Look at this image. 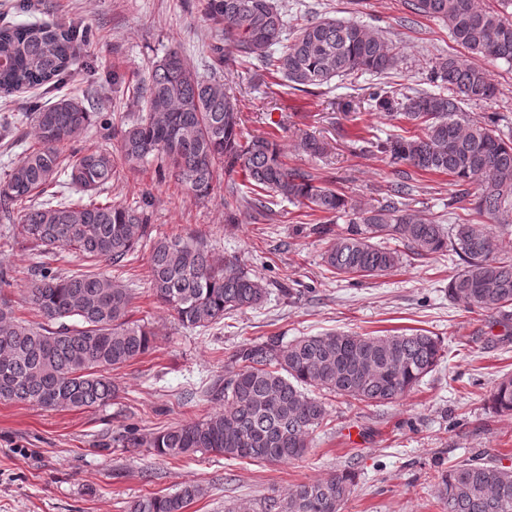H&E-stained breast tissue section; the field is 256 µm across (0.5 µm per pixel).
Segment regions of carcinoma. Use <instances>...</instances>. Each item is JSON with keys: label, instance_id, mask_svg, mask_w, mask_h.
Segmentation results:
<instances>
[{"label": "carcinoma", "instance_id": "1", "mask_svg": "<svg viewBox=\"0 0 512 512\" xmlns=\"http://www.w3.org/2000/svg\"><path fill=\"white\" fill-rule=\"evenodd\" d=\"M410 16L433 20L469 55L438 58L426 76L430 89H398L381 77L398 65L396 47L384 31L327 14L287 15L275 0H203L205 15L220 33L209 47L206 73L192 69L177 50L152 64L136 89L142 112L119 126L101 116L117 147L73 151L92 123L86 100L59 96L32 101L29 114L36 147L0 182V220L17 222L21 238L43 260L30 270L22 301L42 322L16 315L1 291L12 270L0 266V400L28 402L52 410L104 406L116 396L110 372L148 354L156 333L130 318L134 289L100 268L122 267L151 239L147 203L121 204L96 197L125 171L156 163L166 181L196 200L208 198L226 179L224 221L234 224L245 207L260 216L287 201L318 217L322 234L345 219L322 254L326 269L348 279L379 277L401 267L400 242L409 254L428 258L449 252L461 268L448 282V298L477 315L512 321V237L494 235L483 224L460 219L448 227L409 203L415 174L451 177L450 204L466 202L480 216L512 223V130L492 113L473 118L464 106L489 102L497 86L475 58L512 69V0H405ZM88 30L67 31L39 20L0 27V94L27 89L48 93L78 60ZM256 62L293 90L313 93L331 83L369 74L370 109L406 125L407 135L367 142L384 155L397 181L380 205H363L312 171L288 164L275 136H243L242 113L226 75L236 64ZM299 155L318 158L328 143L306 134ZM242 174L247 191L234 179ZM88 200L42 198L61 176ZM68 251L87 266L66 275L44 257ZM148 281L156 298L185 327L207 328L231 311L254 309L267 298V283L236 259H222L194 235L153 240ZM441 340L424 330L386 335L336 331L283 341L268 336L239 346L228 358L233 375L209 394L224 403L202 420L143 436L119 435L131 448L158 456L214 453L227 460L284 463L302 455L327 418L325 394L360 404L391 403L433 372ZM489 402L512 414V376L500 378ZM352 469L296 485L264 502V512H340L356 484ZM436 490L445 512H512V468L493 459L469 457L437 471ZM201 494L185 485L154 495L129 512H185Z\"/></svg>", "mask_w": 512, "mask_h": 512}]
</instances>
